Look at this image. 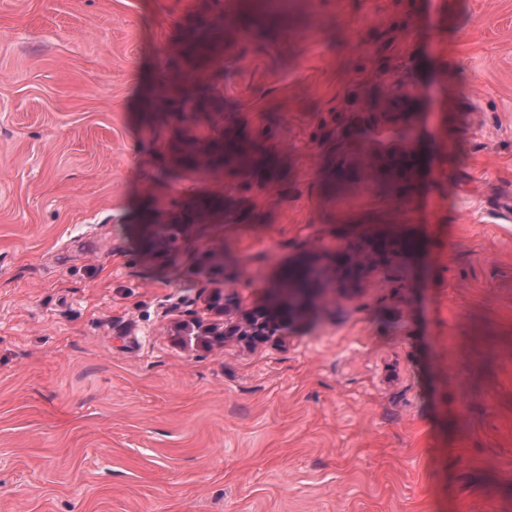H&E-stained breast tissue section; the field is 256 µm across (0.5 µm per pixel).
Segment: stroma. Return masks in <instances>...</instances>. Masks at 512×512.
Here are the masks:
<instances>
[{"instance_id":"stroma-1","label":"stroma","mask_w":512,"mask_h":512,"mask_svg":"<svg viewBox=\"0 0 512 512\" xmlns=\"http://www.w3.org/2000/svg\"><path fill=\"white\" fill-rule=\"evenodd\" d=\"M226 2L0 0V512H512V0ZM370 239L414 247L203 335ZM309 275L307 270L293 272L287 271L284 275V285L286 288H278V302L283 301L281 311L276 317L270 316L265 311H255L247 314L242 320L225 330L224 327L210 325L206 329L208 336H212L216 342H224L226 336H255L253 339L265 340L274 336H280L289 325L294 323L301 312L307 307L310 301L315 297H320L321 292L326 288H294L295 281L304 279ZM288 288V289H287ZM255 313H261L265 316L268 323V331H263L255 335L256 331L251 325V316Z\"/></svg>"}]
</instances>
